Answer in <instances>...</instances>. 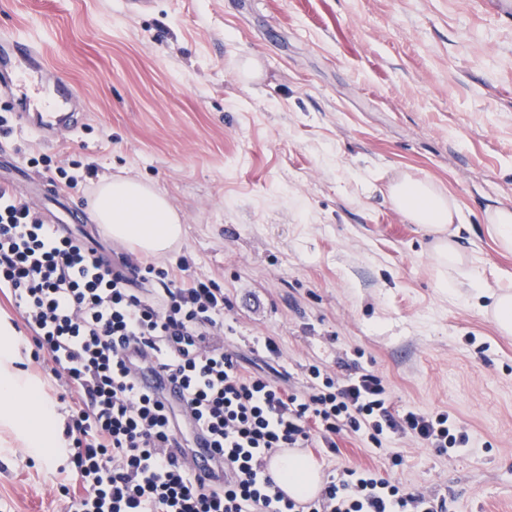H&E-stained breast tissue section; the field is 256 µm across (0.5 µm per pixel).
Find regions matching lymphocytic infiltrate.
Instances as JSON below:
<instances>
[{"label":"lymphocytic infiltrate","instance_id":"obj_1","mask_svg":"<svg viewBox=\"0 0 512 512\" xmlns=\"http://www.w3.org/2000/svg\"><path fill=\"white\" fill-rule=\"evenodd\" d=\"M136 268L60 235L0 187V286L71 401L74 468L57 485L69 512H437L362 466L329 475L309 506L283 498L266 476L277 449L335 451L342 436L377 445L399 432L444 454L466 437L448 414L393 411L382 377L355 364L341 378L309 367L302 392L247 370L224 350L215 279L147 262L156 286L143 290L131 285ZM150 359L180 381L183 406L137 386ZM197 424L222 464L205 480L186 453Z\"/></svg>","mask_w":512,"mask_h":512}]
</instances>
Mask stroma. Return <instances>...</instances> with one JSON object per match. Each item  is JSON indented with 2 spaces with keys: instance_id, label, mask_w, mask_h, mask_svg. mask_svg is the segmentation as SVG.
<instances>
[{
  "instance_id": "obj_1",
  "label": "stroma",
  "mask_w": 512,
  "mask_h": 512,
  "mask_svg": "<svg viewBox=\"0 0 512 512\" xmlns=\"http://www.w3.org/2000/svg\"><path fill=\"white\" fill-rule=\"evenodd\" d=\"M1 33L43 38L42 80L69 84L81 118L47 140L8 113L0 181L135 259L89 216L99 178L165 193L184 235L164 261L223 287L224 344L247 369L301 391L306 365L356 362L393 409L448 413L469 435L445 454L342 437L316 454L323 474L360 465L445 512H512V335L466 279L438 288L430 235L387 196L429 178L464 214L459 248L486 283L512 278L486 220L512 206V21L473 0H0ZM40 156L77 187L38 192ZM70 467L0 428V512H68Z\"/></svg>"
}]
</instances>
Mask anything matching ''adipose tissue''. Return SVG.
<instances>
[{
	"label": "adipose tissue",
	"instance_id": "1",
	"mask_svg": "<svg viewBox=\"0 0 512 512\" xmlns=\"http://www.w3.org/2000/svg\"><path fill=\"white\" fill-rule=\"evenodd\" d=\"M392 204L406 218L435 237L434 257L449 271L462 263L456 205L425 178L405 177L388 188ZM94 223L113 239L161 255L183 236L184 229L165 195L129 179H102L90 205ZM23 340L8 320H0V425L10 426L25 447L55 456L66 441L54 408L45 400L40 378L25 369ZM279 485L294 499L315 497L321 488L320 467L311 456L283 453L272 461Z\"/></svg>",
	"mask_w": 512,
	"mask_h": 512
}]
</instances>
